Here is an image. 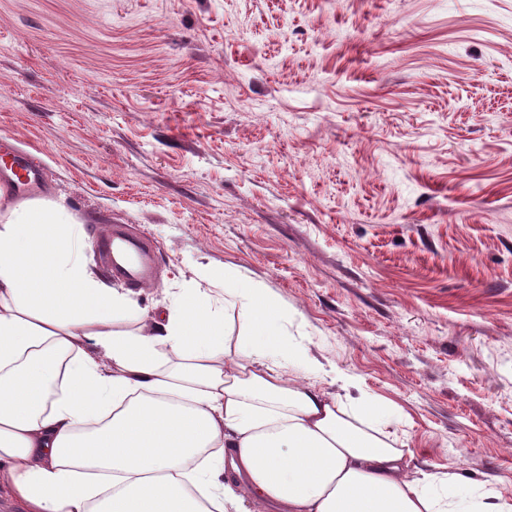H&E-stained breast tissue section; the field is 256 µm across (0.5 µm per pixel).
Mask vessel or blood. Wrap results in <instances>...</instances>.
Listing matches in <instances>:
<instances>
[{
	"instance_id": "vessel-or-blood-1",
	"label": "vessel or blood",
	"mask_w": 512,
	"mask_h": 512,
	"mask_svg": "<svg viewBox=\"0 0 512 512\" xmlns=\"http://www.w3.org/2000/svg\"><path fill=\"white\" fill-rule=\"evenodd\" d=\"M0 173L20 194L36 193L43 179L27 156L16 153L0 155ZM99 251L112 279L136 289L152 278L159 246L151 238L130 234L124 225L116 224L100 238Z\"/></svg>"
}]
</instances>
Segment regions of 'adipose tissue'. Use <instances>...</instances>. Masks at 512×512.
<instances>
[{
    "label": "adipose tissue",
    "instance_id": "ef3b65f1",
    "mask_svg": "<svg viewBox=\"0 0 512 512\" xmlns=\"http://www.w3.org/2000/svg\"><path fill=\"white\" fill-rule=\"evenodd\" d=\"M78 241L58 204L0 223V489L27 512H512L492 483L457 499L459 474L412 468L396 416L343 397L355 376L296 372L263 288L143 314Z\"/></svg>",
    "mask_w": 512,
    "mask_h": 512
}]
</instances>
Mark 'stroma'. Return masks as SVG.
<instances>
[{
    "mask_svg": "<svg viewBox=\"0 0 512 512\" xmlns=\"http://www.w3.org/2000/svg\"><path fill=\"white\" fill-rule=\"evenodd\" d=\"M160 247L152 309L225 270L403 413L426 472L512 498V0H0V146Z\"/></svg>",
    "mask_w": 512,
    "mask_h": 512,
    "instance_id": "obj_1",
    "label": "stroma"
}]
</instances>
